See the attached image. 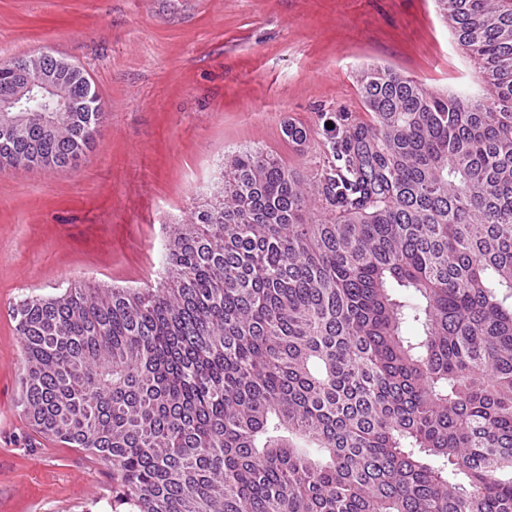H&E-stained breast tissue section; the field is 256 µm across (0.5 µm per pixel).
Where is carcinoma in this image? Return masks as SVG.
I'll list each match as a JSON object with an SVG mask.
<instances>
[{
    "mask_svg": "<svg viewBox=\"0 0 512 512\" xmlns=\"http://www.w3.org/2000/svg\"><path fill=\"white\" fill-rule=\"evenodd\" d=\"M435 4L489 96L373 66L311 178L225 160L157 285L12 304L23 416L112 466L115 512H512V0ZM57 82L71 111L0 113V170L93 147L88 74Z\"/></svg>",
    "mask_w": 512,
    "mask_h": 512,
    "instance_id": "cac0c4a2",
    "label": "carcinoma"
}]
</instances>
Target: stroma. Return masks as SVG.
Instances as JSON below:
<instances>
[{
  "instance_id": "obj_1",
  "label": "stroma",
  "mask_w": 512,
  "mask_h": 512,
  "mask_svg": "<svg viewBox=\"0 0 512 512\" xmlns=\"http://www.w3.org/2000/svg\"><path fill=\"white\" fill-rule=\"evenodd\" d=\"M43 50L89 74L106 118L74 168L0 173V512H112L111 466L20 411L11 305L73 281L156 285L166 225L209 199L225 156L259 148L306 179L329 117L369 123L366 66L486 89L433 0H0V60Z\"/></svg>"
}]
</instances>
